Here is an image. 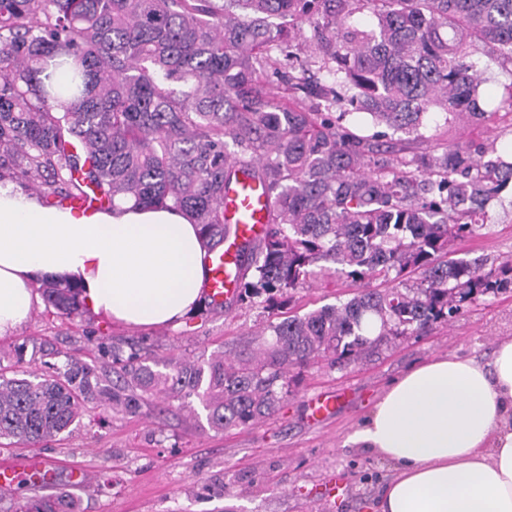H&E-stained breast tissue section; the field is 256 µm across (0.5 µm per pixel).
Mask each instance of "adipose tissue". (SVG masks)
<instances>
[{"instance_id":"obj_1","label":"adipose tissue","mask_w":512,"mask_h":512,"mask_svg":"<svg viewBox=\"0 0 512 512\" xmlns=\"http://www.w3.org/2000/svg\"><path fill=\"white\" fill-rule=\"evenodd\" d=\"M206 250L172 208L82 212L0 182V338L25 324L39 280L78 284L128 326L181 319L201 299ZM398 468L379 512H512V340L484 365L448 355L393 381L351 436Z\"/></svg>"}]
</instances>
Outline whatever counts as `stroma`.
Listing matches in <instances>:
<instances>
[{
    "label": "stroma",
    "mask_w": 512,
    "mask_h": 512,
    "mask_svg": "<svg viewBox=\"0 0 512 512\" xmlns=\"http://www.w3.org/2000/svg\"><path fill=\"white\" fill-rule=\"evenodd\" d=\"M484 89L500 103L498 121L512 122V64L494 53L480 54ZM492 224L483 234L457 241L461 257L503 261L512 258V209L493 207ZM346 279H333L297 290L290 307L197 308L178 324L126 327L86 313L66 318L35 299L28 321L0 338V373L23 371L13 349L29 338L41 344L38 372L61 366L72 354L98 371L112 367L103 346L120 347L148 357L203 360L237 353L254 341L262 325L288 313L304 314L351 297ZM512 339V292L489 295L466 306L456 318L435 324L427 335L397 339L359 364L346 368L320 360L302 369L283 408L252 428L212 430L205 412H151L131 418L104 414L91 404L80 423L41 449L63 460L52 488L23 482L0 493V512L19 503L52 497L68 503L69 512H375L393 465L371 450L349 443L388 385L410 367L448 354L491 361L497 344ZM330 394L336 405L327 418L311 414L312 399ZM81 466L87 481L71 479L70 464ZM224 492L209 493L213 482Z\"/></svg>",
    "instance_id": "1"
}]
</instances>
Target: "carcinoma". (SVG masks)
<instances>
[{
    "mask_svg": "<svg viewBox=\"0 0 512 512\" xmlns=\"http://www.w3.org/2000/svg\"><path fill=\"white\" fill-rule=\"evenodd\" d=\"M365 10L370 29L349 24ZM306 21L315 48L295 59ZM480 43L512 62V0H0V180L103 211L177 208L210 253L233 233L224 188L247 174L265 189L268 225L226 270L234 303L331 277L358 286L266 325L233 360L171 358L163 373L114 352L110 380L72 356L51 374L0 375V439L42 446L90 401L137 417L156 400L190 410L194 396L218 432L255 426L310 363L348 367L512 288V261L485 272L448 258L512 187V128L486 147L410 151L429 140L432 108L494 121L480 105ZM276 80L288 95L267 90ZM344 102L397 137L360 133L336 111ZM40 290L65 317L85 312L75 284ZM19 512L65 510L47 498Z\"/></svg>",
    "mask_w": 512,
    "mask_h": 512,
    "instance_id": "cac0c4a2",
    "label": "carcinoma"
}]
</instances>
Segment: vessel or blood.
Masks as SVG:
<instances>
[{
    "label": "vessel or blood",
    "mask_w": 512,
    "mask_h": 512,
    "mask_svg": "<svg viewBox=\"0 0 512 512\" xmlns=\"http://www.w3.org/2000/svg\"><path fill=\"white\" fill-rule=\"evenodd\" d=\"M266 197L258 182L244 177L227 189L224 196V213L236 230L223 248L214 252L209 258L210 275L206 285L207 294L215 304L229 303L233 294L230 281L224 270L232 263L236 253L244 243H257L267 228ZM57 463L55 460L42 456L33 458L25 464H0V492L13 489L19 472L34 475L42 485H52Z\"/></svg>",
    "instance_id": "vessel-or-blood-1"
}]
</instances>
